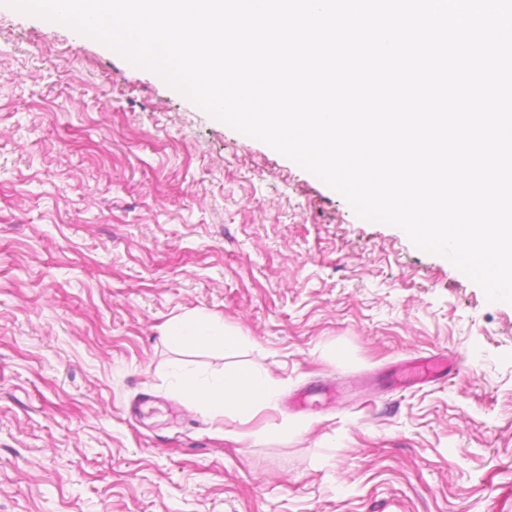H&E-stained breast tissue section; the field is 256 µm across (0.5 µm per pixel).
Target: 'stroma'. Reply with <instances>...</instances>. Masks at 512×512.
Listing matches in <instances>:
<instances>
[{"label":"stroma","mask_w":512,"mask_h":512,"mask_svg":"<svg viewBox=\"0 0 512 512\" xmlns=\"http://www.w3.org/2000/svg\"><path fill=\"white\" fill-rule=\"evenodd\" d=\"M195 312L237 351L169 342ZM244 368L249 424L181 390ZM0 512H512V304L0 0ZM452 369L453 367L448 363V359L443 357V355L433 354L401 371L400 381L403 383L427 382L432 380L437 374L451 376Z\"/></svg>","instance_id":"1"}]
</instances>
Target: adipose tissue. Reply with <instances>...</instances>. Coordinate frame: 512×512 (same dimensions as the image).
Here are the masks:
<instances>
[{"label":"adipose tissue","mask_w":512,"mask_h":512,"mask_svg":"<svg viewBox=\"0 0 512 512\" xmlns=\"http://www.w3.org/2000/svg\"><path fill=\"white\" fill-rule=\"evenodd\" d=\"M165 334L178 345L218 344L228 353L234 352L239 343L237 335L226 331L223 322L203 313L173 319ZM186 392L217 410L223 409L224 405H232L241 422L246 423L258 411L276 403L280 385L261 374L240 371L221 379L196 380Z\"/></svg>","instance_id":"ef3b65f1"}]
</instances>
